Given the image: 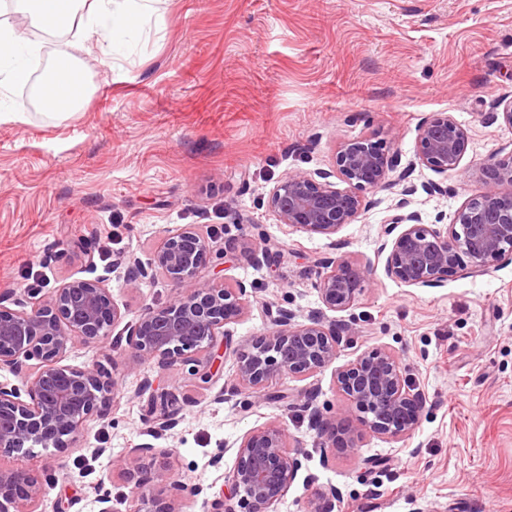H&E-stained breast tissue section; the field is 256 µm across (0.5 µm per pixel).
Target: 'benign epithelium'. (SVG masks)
<instances>
[{
  "mask_svg": "<svg viewBox=\"0 0 512 512\" xmlns=\"http://www.w3.org/2000/svg\"><path fill=\"white\" fill-rule=\"evenodd\" d=\"M491 118L512 127V95L491 103ZM467 131L446 112H434L418 125L416 157L420 165L442 175L457 170L468 148ZM397 162L372 137L342 144L334 170L314 174L295 170L277 181L268 203L278 223L295 231L327 238L355 223L367 208L365 193L406 181L409 171L396 172ZM396 177H391L392 173ZM346 184L339 189L330 181ZM478 190L455 211L442 230L424 224L415 213H402L405 186L396 213L387 217L384 234L391 238L385 262L388 276L415 287H432L462 265L487 273L512 256V148H501L476 170ZM211 252L210 237L194 225L168 233L150 262H133L129 284L159 273L181 289L174 300L145 305L127 324L126 343L137 362L157 361L167 367L194 355H211L218 340L230 335V325L247 313L246 285H217L202 279ZM360 269L345 258L321 261L317 290L326 308L350 307L363 288ZM31 308L21 299L0 294V368L6 366L26 379V397L0 382V454L23 448H70L85 422L103 418L112 406L114 379L100 367L60 364L72 342H101L122 322L127 307L118 302L104 280L70 278L45 298L29 293ZM12 306H7V302ZM344 327L324 325L279 309L273 328L243 348L234 350L233 390L267 396L275 375L310 377L336 360ZM39 361L27 372V362ZM339 390L359 413L370 432L392 439L411 434L419 425L423 402L412 392L397 357L372 349L336 373ZM318 434L331 446L354 447L355 437L334 419H319ZM299 445L288 432L271 423L244 433L237 440L236 463L227 477V499L237 500L238 512H273L300 468ZM136 463L123 467L131 484L127 512H182L184 485L168 468L170 450L142 443L134 448ZM45 497L42 480L26 470L0 468V512H36Z\"/></svg>",
  "mask_w": 512,
  "mask_h": 512,
  "instance_id": "7a95c632",
  "label": "benign epithelium"
}]
</instances>
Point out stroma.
Masks as SVG:
<instances>
[{
	"instance_id": "obj_1",
	"label": "stroma",
	"mask_w": 512,
	"mask_h": 512,
	"mask_svg": "<svg viewBox=\"0 0 512 512\" xmlns=\"http://www.w3.org/2000/svg\"><path fill=\"white\" fill-rule=\"evenodd\" d=\"M28 37L42 46L33 80L65 50L94 92L61 117L29 88L0 93L22 110L0 117V290L27 298L36 266L44 297L68 278L103 276L138 314L173 300L175 286L156 275L130 287L100 261L99 243L145 262L169 231L195 224L211 237L203 278L244 282L251 304L226 346L194 365L132 366L120 324L103 342L74 341L64 364L104 367L114 406L87 420L77 447L0 456L2 468L50 478L41 512L56 501L67 512L106 503L126 512L131 489L115 462L147 441L171 449L180 478L199 488L186 512H208L236 440L270 422L301 444L275 512H314L331 488L335 512H512V260L407 286L386 274L380 252L397 188L368 192L365 212L331 240L278 224L268 206L289 172L332 169L341 143L370 136L410 171L411 210L451 223L476 168L512 144V127L489 116L492 100L512 93V0H162L108 65L71 33ZM432 112L469 136L459 170L445 176L415 156L417 124ZM257 246L279 253L276 267L249 260ZM324 257L349 258L366 275L346 310L327 309L314 286ZM267 304L346 331L333 366L273 377L260 401L233 391L232 349L271 329ZM374 348L397 356L424 401L418 428L400 440L362 430L335 384L336 368ZM162 390L178 398V423L151 439L150 394ZM317 413L357 432L354 448L327 447Z\"/></svg>"
}]
</instances>
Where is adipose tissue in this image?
Listing matches in <instances>:
<instances>
[{"instance_id":"1","label":"adipose tissue","mask_w":512,"mask_h":512,"mask_svg":"<svg viewBox=\"0 0 512 512\" xmlns=\"http://www.w3.org/2000/svg\"><path fill=\"white\" fill-rule=\"evenodd\" d=\"M159 0H10L13 13L29 28L76 30L80 39L91 43L102 59H112L123 39L140 29L157 10ZM39 43L23 37L15 26L0 20V87L22 88L29 84L30 60L39 56ZM80 62L70 53L56 52L47 79L36 89L38 97L53 98L49 111L63 115L79 111L86 96L74 89Z\"/></svg>"}]
</instances>
